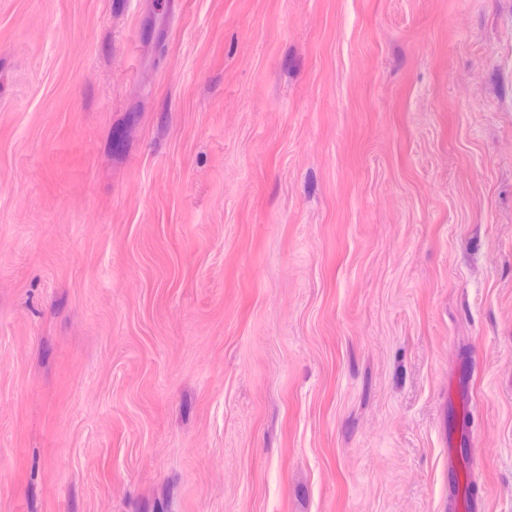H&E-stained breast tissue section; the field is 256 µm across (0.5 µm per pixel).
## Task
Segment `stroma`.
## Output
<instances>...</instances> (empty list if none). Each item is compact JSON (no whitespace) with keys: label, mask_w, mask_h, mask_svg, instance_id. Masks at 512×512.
<instances>
[{"label":"stroma","mask_w":512,"mask_h":512,"mask_svg":"<svg viewBox=\"0 0 512 512\" xmlns=\"http://www.w3.org/2000/svg\"><path fill=\"white\" fill-rule=\"evenodd\" d=\"M512 512V0H0V512Z\"/></svg>","instance_id":"1"}]
</instances>
